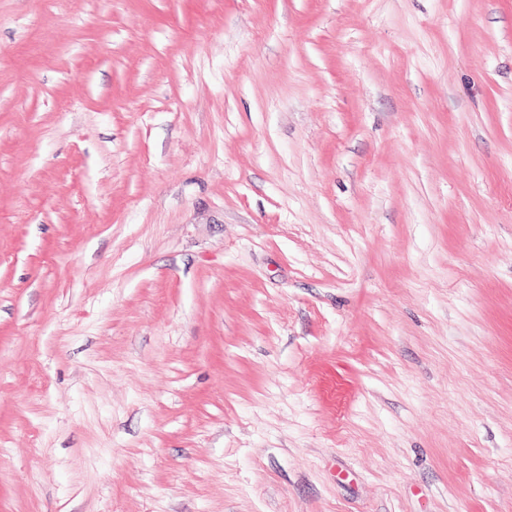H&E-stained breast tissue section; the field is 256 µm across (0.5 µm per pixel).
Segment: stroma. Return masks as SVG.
<instances>
[{"label": "stroma", "mask_w": 512, "mask_h": 512, "mask_svg": "<svg viewBox=\"0 0 512 512\" xmlns=\"http://www.w3.org/2000/svg\"><path fill=\"white\" fill-rule=\"evenodd\" d=\"M0 512H512V0H0Z\"/></svg>", "instance_id": "stroma-1"}]
</instances>
